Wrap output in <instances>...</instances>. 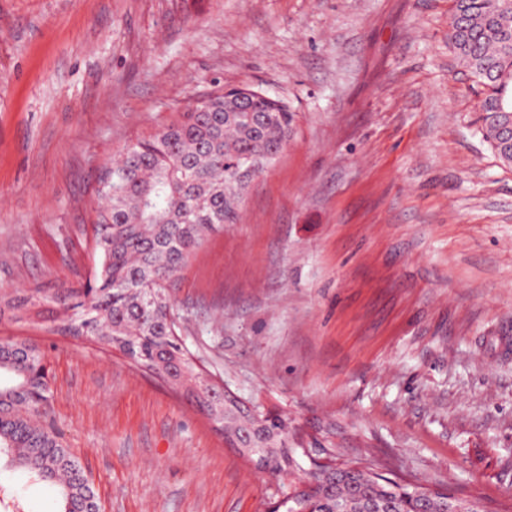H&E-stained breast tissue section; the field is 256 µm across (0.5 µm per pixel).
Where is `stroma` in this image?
Returning <instances> with one entry per match:
<instances>
[{"mask_svg": "<svg viewBox=\"0 0 512 512\" xmlns=\"http://www.w3.org/2000/svg\"><path fill=\"white\" fill-rule=\"evenodd\" d=\"M453 0H0V299L86 287L97 177L190 95L251 86L295 129L169 290L200 366L318 435L512 512V166L448 46ZM46 304L0 340L49 368L47 418L102 512H270L195 406ZM24 512H59L14 473Z\"/></svg>", "mask_w": 512, "mask_h": 512, "instance_id": "35a3bbf8", "label": "stroma"}]
</instances>
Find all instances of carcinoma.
Instances as JSON below:
<instances>
[{"mask_svg": "<svg viewBox=\"0 0 512 512\" xmlns=\"http://www.w3.org/2000/svg\"><path fill=\"white\" fill-rule=\"evenodd\" d=\"M448 43L478 88L480 133L499 161L512 165V140L499 132V103L512 113V0H454ZM280 106H275V103ZM254 95L242 102L216 85L191 98L178 116L153 135L128 145L100 181L93 224L102 253L94 283L64 295L37 289L6 302L23 315L45 303L74 310L67 330L99 336L135 365L151 371L180 366L192 385L184 389L214 424L225 431L251 432L255 448H274L271 471L299 468L281 413L239 412L233 403L212 405L209 383L189 361L167 324L166 294L171 278L188 262L204 237L236 222L250 183L288 145L294 113L282 99ZM38 350L17 341L0 342V490L6 473L20 470L53 489L60 512L98 504L80 461L56 429L40 421L49 399L47 375ZM440 504L421 499L420 488L369 472L358 462L336 466L307 491L287 496L285 512H437Z\"/></svg>", "mask_w": 512, "mask_h": 512, "instance_id": "carcinoma-1", "label": "carcinoma"}]
</instances>
